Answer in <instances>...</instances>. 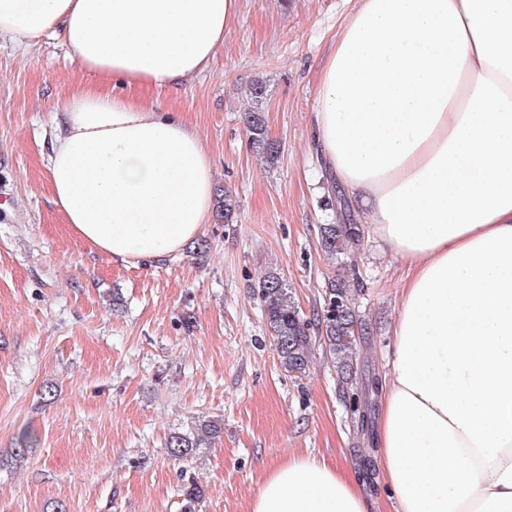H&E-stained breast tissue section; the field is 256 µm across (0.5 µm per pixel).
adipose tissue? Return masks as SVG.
<instances>
[{"mask_svg":"<svg viewBox=\"0 0 512 512\" xmlns=\"http://www.w3.org/2000/svg\"><path fill=\"white\" fill-rule=\"evenodd\" d=\"M239 0H0L19 49L60 33L90 82L48 170L73 232L112 258L180 252L215 180L187 125L123 94L204 72ZM316 144L409 268L377 463L398 512H512V0H362L325 59ZM250 512H371L355 477L292 457Z\"/></svg>","mask_w":512,"mask_h":512,"instance_id":"adipose-tissue-1","label":"adipose tissue"}]
</instances>
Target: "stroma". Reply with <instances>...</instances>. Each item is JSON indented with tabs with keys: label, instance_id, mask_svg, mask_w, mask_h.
Listing matches in <instances>:
<instances>
[{
	"label": "stroma",
	"instance_id": "stroma-1",
	"mask_svg": "<svg viewBox=\"0 0 512 512\" xmlns=\"http://www.w3.org/2000/svg\"><path fill=\"white\" fill-rule=\"evenodd\" d=\"M358 5L240 0L203 73L130 88L198 133L236 201L231 223L204 226V256L188 246L158 262L112 259L71 232L47 161L56 105L88 78L60 39L23 52L0 37V456L23 430L36 438L25 460L0 466V512H183L193 483L204 491L196 512H250L291 456L353 472L373 512H395L382 478L361 476L352 405L322 348L305 376L288 375L257 295L277 269L309 319L329 279L359 280L354 303L373 330L359 356L386 373L405 265L368 232L342 265L318 244L338 210L311 115L322 63ZM249 109L280 146L274 163L250 146ZM202 415L223 421L220 440L192 463L173 460L168 437Z\"/></svg>",
	"mask_w": 512,
	"mask_h": 512
}]
</instances>
